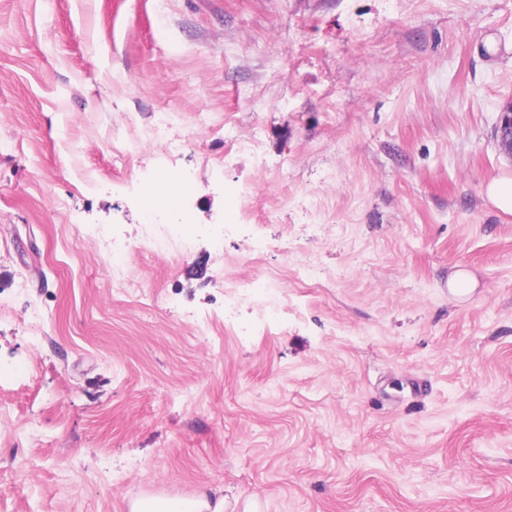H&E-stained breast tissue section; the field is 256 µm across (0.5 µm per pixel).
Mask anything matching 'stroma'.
Wrapping results in <instances>:
<instances>
[{
    "mask_svg": "<svg viewBox=\"0 0 512 512\" xmlns=\"http://www.w3.org/2000/svg\"><path fill=\"white\" fill-rule=\"evenodd\" d=\"M511 105L512 0H0V512H512ZM495 137L500 149L512 155V105L500 112L495 127ZM490 202L504 213H512V178H493L485 186ZM209 509L212 512L224 511V500L220 498L214 505L205 495L185 499L174 503L164 497H142L134 501L131 510L133 512H202Z\"/></svg>",
    "mask_w": 512,
    "mask_h": 512,
    "instance_id": "obj_1",
    "label": "stroma"
}]
</instances>
